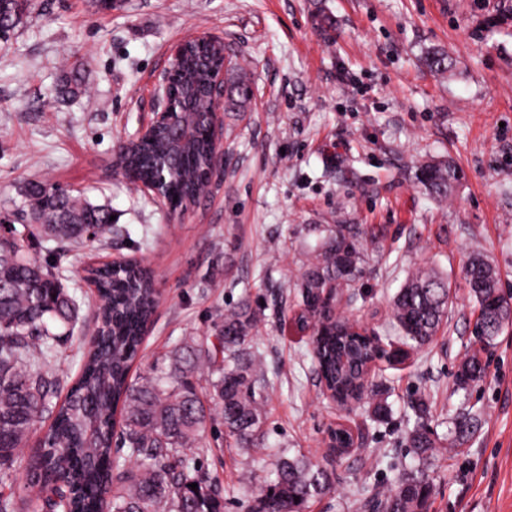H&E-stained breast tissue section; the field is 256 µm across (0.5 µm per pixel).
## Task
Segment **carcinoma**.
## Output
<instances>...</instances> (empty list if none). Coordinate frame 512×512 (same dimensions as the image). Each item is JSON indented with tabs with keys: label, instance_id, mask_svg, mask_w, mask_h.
Returning a JSON list of instances; mask_svg holds the SVG:
<instances>
[{
	"label": "carcinoma",
	"instance_id": "carcinoma-1",
	"mask_svg": "<svg viewBox=\"0 0 512 512\" xmlns=\"http://www.w3.org/2000/svg\"><path fill=\"white\" fill-rule=\"evenodd\" d=\"M31 2L0 0V41L23 22ZM425 62L434 73L448 70L444 52L427 53ZM169 138L162 130L153 142L132 144L127 177L155 179L161 143ZM211 150L200 132L189 149L168 159L166 182L179 204L194 203L206 190ZM457 179L456 168L448 164L419 169L420 184L437 200L448 198ZM20 195L23 205L14 212L23 217V231L12 228L0 243V512H101L105 507L109 512H224L216 483L184 450L206 447L207 432L219 424L239 447L261 446L264 369L249 351L258 324L249 298L224 310L212 334L184 339L162 363L134 379L132 366L159 300L154 277L135 262L90 269L102 296L97 325L77 380L55 402L53 361L57 346L74 338L80 306L55 266L32 256L25 240L42 239L52 256L94 244L112 231V210L45 180L24 182ZM34 216L42 223H30ZM377 244L359 225L338 224L298 276V326L311 330L320 381L343 408L366 395L367 364L388 357L387 349L358 334L356 323L335 305V291L357 284ZM462 280L479 312L477 342L512 327V300L501 293L488 261L470 258ZM449 303L448 280L433 269L417 268L392 298L391 324L403 344L423 347L436 336ZM486 375V364L474 354L459 365L455 384L465 390ZM415 413L419 422L408 443L424 456L435 448L423 424L426 403ZM46 414L52 422L18 493L15 459ZM274 472L275 478L260 486L251 512H302L334 485L331 473L302 455L279 456ZM431 492L426 479L408 476L376 508L428 512Z\"/></svg>",
	"mask_w": 512,
	"mask_h": 512
}]
</instances>
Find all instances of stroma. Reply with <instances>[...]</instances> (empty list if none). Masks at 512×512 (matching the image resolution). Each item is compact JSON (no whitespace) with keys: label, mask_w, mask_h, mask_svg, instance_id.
<instances>
[{"label":"stroma","mask_w":512,"mask_h":512,"mask_svg":"<svg viewBox=\"0 0 512 512\" xmlns=\"http://www.w3.org/2000/svg\"><path fill=\"white\" fill-rule=\"evenodd\" d=\"M95 2L33 0L0 45V209L32 178L111 208L123 235L75 249L59 270L84 302L87 330L96 311L87 265L135 258L153 270L160 300L133 375L250 297L265 450L223 438L200 451L224 512H250L283 452L334 476L305 512H368L366 501L410 475L432 483L429 512H512V328L475 344L461 286L479 253L512 294V0H115L104 11ZM201 31L223 37L251 96L219 103L224 166L205 197L172 215L117 171L113 147L151 119L168 46ZM438 49L450 63L442 75L420 63ZM70 81L76 93L63 92ZM439 160L460 172L442 202L417 179ZM338 224L381 240L342 294L341 312L359 326L386 336L391 299L418 267L447 275L456 294L432 344L403 364L378 363L373 396L350 409L327 398L295 320L298 271ZM474 353L487 376L456 389ZM379 398L384 420L373 414ZM422 398L437 446L424 458L406 445ZM459 416L477 420L460 440L450 432ZM339 426L355 436L342 456L330 446Z\"/></svg>","instance_id":"35a3bbf8"}]
</instances>
